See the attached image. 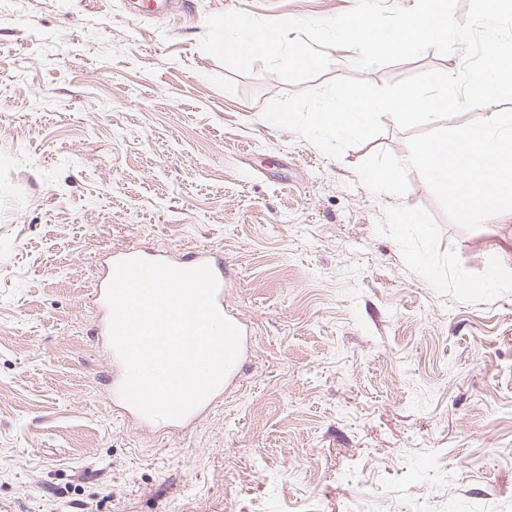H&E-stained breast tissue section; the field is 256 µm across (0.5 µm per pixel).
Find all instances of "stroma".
Listing matches in <instances>:
<instances>
[{
  "instance_id": "35a3bbf8",
  "label": "stroma",
  "mask_w": 512,
  "mask_h": 512,
  "mask_svg": "<svg viewBox=\"0 0 512 512\" xmlns=\"http://www.w3.org/2000/svg\"><path fill=\"white\" fill-rule=\"evenodd\" d=\"M0 0V512H512V212L452 222L417 171L356 173L383 131L327 156L267 122L343 76L454 69L461 51L290 84L201 47L207 17L326 19L357 0ZM407 210L415 223L394 225ZM137 246L224 263L252 331L193 429L113 412L88 294Z\"/></svg>"
}]
</instances>
